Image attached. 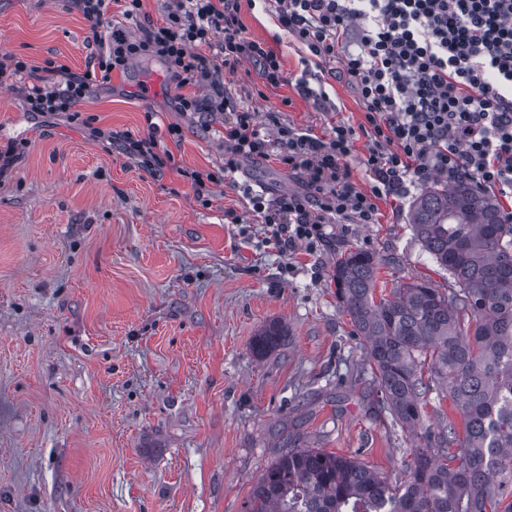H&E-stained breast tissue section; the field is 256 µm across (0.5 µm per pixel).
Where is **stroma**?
Returning a JSON list of instances; mask_svg holds the SVG:
<instances>
[{
	"instance_id": "35a3bbf8",
	"label": "stroma",
	"mask_w": 512,
	"mask_h": 512,
	"mask_svg": "<svg viewBox=\"0 0 512 512\" xmlns=\"http://www.w3.org/2000/svg\"><path fill=\"white\" fill-rule=\"evenodd\" d=\"M248 36L277 53L287 80L263 88L242 63L226 81L258 113L281 107L299 127L363 119L329 60L307 50L263 6ZM91 24L64 0H0V49L83 71ZM178 90L154 57L133 61L81 107L93 126L30 111L0 86V512H244L283 448L353 458L389 482L417 440L391 423L366 380L367 350L336 299L333 270L361 249L391 289L456 283L421 247L411 199L379 200L376 224H330L311 255L260 244L263 228L224 221L244 186L283 192L296 179L248 161L235 184L196 198L175 169L156 174L95 129L147 133L179 122L177 166L224 162L218 130L174 110ZM288 334L264 357L250 345L268 322Z\"/></svg>"
}]
</instances>
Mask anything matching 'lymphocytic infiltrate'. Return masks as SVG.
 Segmentation results:
<instances>
[{"label": "lymphocytic infiltrate", "instance_id": "obj_1", "mask_svg": "<svg viewBox=\"0 0 512 512\" xmlns=\"http://www.w3.org/2000/svg\"><path fill=\"white\" fill-rule=\"evenodd\" d=\"M120 2L122 22L110 8ZM243 0H173L161 22L143 0H70L93 27L95 48L83 71L53 59L35 67L0 55V80L36 75L25 87L33 111L84 124L79 109L113 73L139 57L164 62L182 93L184 115L223 116L224 163L178 168L199 199L211 185L234 181L243 162L273 161L298 176L297 191L245 187L243 211L230 224H260L266 247L308 254L328 241L330 224H375L378 202L408 196L434 176L466 174L479 188L512 196V0H273L279 27L311 56L339 60L338 73L356 91L364 119L318 132L265 116L242 104L225 76L252 63L263 86L281 85V61L266 42L247 36ZM145 111L148 134L105 131L121 154L155 173L173 163L162 139L180 143L179 123L159 127ZM367 140L368 177H351L354 144Z\"/></svg>", "mask_w": 512, "mask_h": 512}]
</instances>
